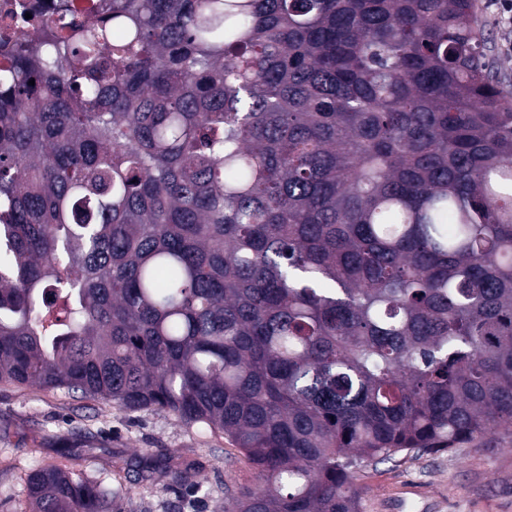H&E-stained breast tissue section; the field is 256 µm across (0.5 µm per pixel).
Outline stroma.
Instances as JSON below:
<instances>
[{"label": "stroma", "mask_w": 512, "mask_h": 512, "mask_svg": "<svg viewBox=\"0 0 512 512\" xmlns=\"http://www.w3.org/2000/svg\"><path fill=\"white\" fill-rule=\"evenodd\" d=\"M498 71L512 94V23L499 0H475ZM0 512H23L26 470L56 462L96 475L90 455L118 467L144 466L164 448L174 467H190L197 483L134 488L114 512H216L225 485H255V470L224 439L200 433L163 413L119 411L90 400L0 385ZM353 485L360 512H512V435L492 430L462 450L405 454L358 462Z\"/></svg>", "instance_id": "stroma-1"}]
</instances>
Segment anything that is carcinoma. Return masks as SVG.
I'll return each instance as SVG.
<instances>
[{
	"instance_id": "1",
	"label": "carcinoma",
	"mask_w": 512,
	"mask_h": 512,
	"mask_svg": "<svg viewBox=\"0 0 512 512\" xmlns=\"http://www.w3.org/2000/svg\"><path fill=\"white\" fill-rule=\"evenodd\" d=\"M491 52L474 0H5L0 384L224 437L259 482L221 512H359L357 461L512 435Z\"/></svg>"
}]
</instances>
